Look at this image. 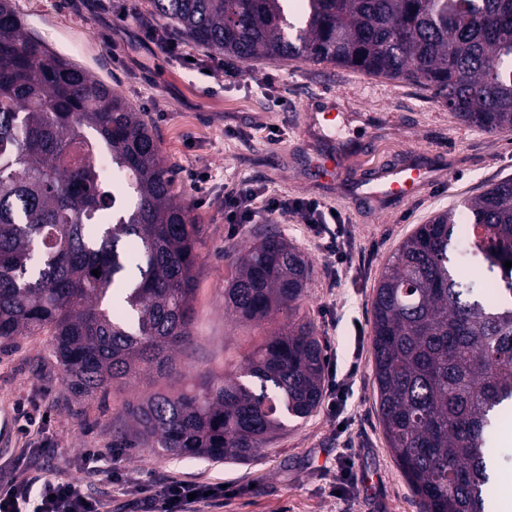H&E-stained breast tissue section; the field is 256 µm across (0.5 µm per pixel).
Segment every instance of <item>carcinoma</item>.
<instances>
[{"instance_id": "1", "label": "carcinoma", "mask_w": 512, "mask_h": 512, "mask_svg": "<svg viewBox=\"0 0 512 512\" xmlns=\"http://www.w3.org/2000/svg\"><path fill=\"white\" fill-rule=\"evenodd\" d=\"M152 0L193 42L242 62L300 59L423 87L461 122L512 130V0ZM112 155L120 188L93 164ZM152 125L31 35L0 0V344L51 337L68 390L167 374L192 344L201 226L176 201ZM512 178L433 215L372 301L379 415L421 512H488V442L512 409ZM502 272L494 294L488 273ZM99 270L93 275L92 270ZM311 263L275 230L236 260L224 304L288 322L222 378L125 406L119 448L244 461L323 396L299 316Z\"/></svg>"}]
</instances>
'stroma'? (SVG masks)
Here are the masks:
<instances>
[{
	"instance_id": "35a3bbf8",
	"label": "stroma",
	"mask_w": 512,
	"mask_h": 512,
	"mask_svg": "<svg viewBox=\"0 0 512 512\" xmlns=\"http://www.w3.org/2000/svg\"><path fill=\"white\" fill-rule=\"evenodd\" d=\"M15 2L33 34L147 114L175 172L179 199L201 226L203 246L193 344L176 356L171 376L77 399L63 382L48 337L0 347V407L31 401L43 417L37 428L15 420L8 440L0 441V467L16 464L32 476L65 470L85 479L79 452L112 450V427L126 404L239 365L284 325L281 313L259 324L239 323L224 307L236 255L272 225L312 262L299 313L314 323L324 353L336 362V379L346 386L341 411L332 418L321 405L288 421L246 462L126 448L113 467L143 479L177 477L232 488L205 512H420L380 423L372 299L386 263L416 225L512 177V130L482 132L454 118L430 92L399 80L297 59L248 62L244 81L219 85L199 65L142 40L136 18L154 17L150 0H102L96 12L80 0ZM329 95L341 108L332 125L313 116L319 99ZM330 153L340 161L341 179L324 180L312 167ZM406 164L432 171L425 193L404 204L369 196L365 179ZM195 169L210 175L201 196L187 178ZM244 178L335 210L351 255L338 280H330L305 225L263 218L225 223L224 185ZM344 450L354 462L356 484L337 494L333 483Z\"/></svg>"
}]
</instances>
